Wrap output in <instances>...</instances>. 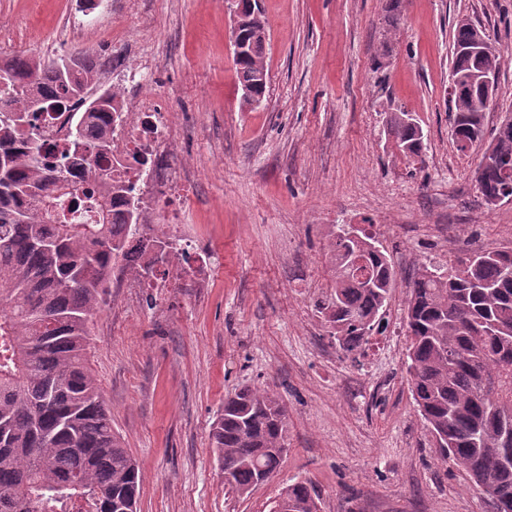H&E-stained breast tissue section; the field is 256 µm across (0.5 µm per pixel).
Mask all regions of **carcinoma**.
Listing matches in <instances>:
<instances>
[{"mask_svg":"<svg viewBox=\"0 0 512 512\" xmlns=\"http://www.w3.org/2000/svg\"><path fill=\"white\" fill-rule=\"evenodd\" d=\"M245 51L235 61L245 99L262 102L267 85L266 28L241 26ZM490 40L468 18L455 22L453 46ZM500 71L501 55L452 61L451 134L467 151L484 138L481 89L471 73ZM0 512H100L137 505L140 466L112 431V417L88 362L91 326L103 310L112 274L126 257L121 225L139 224L136 178L112 157V128L123 111L118 90L88 107L97 84L89 56L77 68L15 55L0 60ZM70 112L63 162L46 160L31 112ZM398 147L417 155L421 127L406 112L389 116ZM488 205L512 198V123L496 127L475 170ZM150 254L135 275L152 279L191 256L146 236ZM332 288L316 304L343 354L356 361L391 298L396 279L375 237L336 225L329 245ZM408 373L417 410L435 452L469 477L493 512H512V246L467 248L450 269L423 265L409 286ZM209 439L224 487L246 496L278 469L286 452L288 411L268 388L245 387L224 402ZM320 512L306 480L283 487L271 512Z\"/></svg>","mask_w":512,"mask_h":512,"instance_id":"1","label":"carcinoma"}]
</instances>
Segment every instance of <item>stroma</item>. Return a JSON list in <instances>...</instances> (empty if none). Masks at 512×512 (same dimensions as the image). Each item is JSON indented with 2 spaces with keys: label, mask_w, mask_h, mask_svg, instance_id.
Returning <instances> with one entry per match:
<instances>
[{
  "label": "stroma",
  "mask_w": 512,
  "mask_h": 512,
  "mask_svg": "<svg viewBox=\"0 0 512 512\" xmlns=\"http://www.w3.org/2000/svg\"><path fill=\"white\" fill-rule=\"evenodd\" d=\"M269 95L240 105L226 0H0V58L111 53L125 105L173 115L187 178L172 201L207 287L170 273L158 288H113L94 322L91 368L112 428L142 472L138 512H270L310 481L322 512H490L468 476L436 456L417 411L404 336L407 285L424 264L512 244V203L475 187L484 144L450 137L453 25L466 16L502 51L493 134L512 113V0H261ZM424 133L410 157L390 113ZM338 224H385L396 271L380 350L357 380L314 304L332 280ZM270 387L288 406V451L250 495L225 490L209 441L224 402Z\"/></svg>",
  "instance_id": "obj_1"
}]
</instances>
